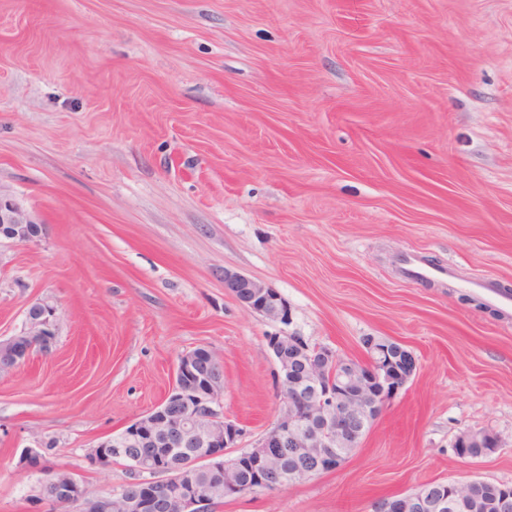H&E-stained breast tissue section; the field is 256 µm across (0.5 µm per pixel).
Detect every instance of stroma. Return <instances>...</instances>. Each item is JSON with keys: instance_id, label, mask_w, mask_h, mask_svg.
I'll return each instance as SVG.
<instances>
[{"instance_id": "stroma-1", "label": "stroma", "mask_w": 512, "mask_h": 512, "mask_svg": "<svg viewBox=\"0 0 512 512\" xmlns=\"http://www.w3.org/2000/svg\"><path fill=\"white\" fill-rule=\"evenodd\" d=\"M0 192L43 227L0 244V336L54 310L55 342L0 376V512H69L17 470L120 493L83 456L156 406L178 357L224 362L247 449L280 412L275 288L291 332L416 375L334 471L214 512H370L421 485L512 486V0H0ZM416 255L451 273L412 283ZM497 436L460 458L457 438ZM224 288L253 313L272 318L284 326L291 324L290 310L270 285L228 270L224 273Z\"/></svg>"}]
</instances>
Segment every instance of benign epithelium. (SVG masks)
I'll return each instance as SVG.
<instances>
[{
	"mask_svg": "<svg viewBox=\"0 0 512 512\" xmlns=\"http://www.w3.org/2000/svg\"><path fill=\"white\" fill-rule=\"evenodd\" d=\"M41 233L42 225L23 205L0 192V242L28 243ZM224 288L245 308L284 325L266 337L282 402L272 426L252 448L229 456L242 429L224 417V365L212 350L197 347L178 357L172 387L157 406L84 455L90 467L124 462L138 474L132 481L138 493L89 496L66 472L39 481L35 493L40 500L60 502L73 512H212L216 501L251 488L240 481L245 464L260 485L275 477L281 487L338 468L416 374L413 352L395 340L367 336L364 359L345 358L287 331L291 312L275 288L229 270L224 271ZM52 317L51 307L33 305L24 331L0 337V375L27 363L34 351L52 349ZM487 438L494 435H460L457 454L482 456ZM42 455L40 448L25 449L18 467L38 470ZM289 456L309 466L288 469ZM485 498L497 512H512V488L485 480L427 484L409 494L381 497L372 512H475Z\"/></svg>",
	"mask_w": 512,
	"mask_h": 512,
	"instance_id": "1",
	"label": "benign epithelium"
}]
</instances>
